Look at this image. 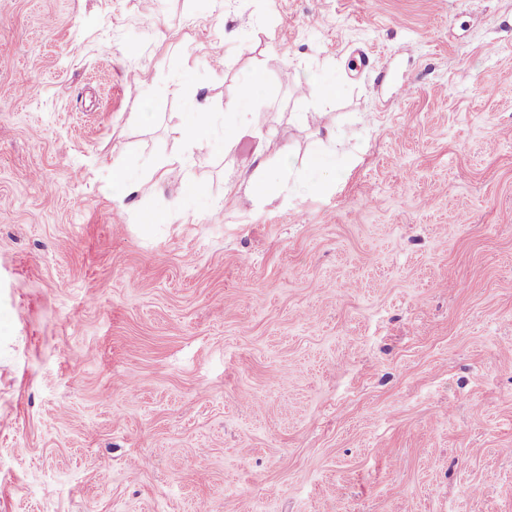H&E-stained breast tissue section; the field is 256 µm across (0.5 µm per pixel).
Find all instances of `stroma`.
I'll list each match as a JSON object with an SVG mask.
<instances>
[{"label": "stroma", "instance_id": "obj_1", "mask_svg": "<svg viewBox=\"0 0 512 512\" xmlns=\"http://www.w3.org/2000/svg\"><path fill=\"white\" fill-rule=\"evenodd\" d=\"M0 512H512V0H0ZM252 83L246 84L237 99L224 114V150L232 149L238 142L241 133L252 123V112H248V104L252 99ZM205 115L206 112L201 109L194 112H184L182 133L186 139L197 141L209 137V126ZM324 136L318 138L308 153L305 167L299 173L301 184L310 181L314 175L320 176L323 172L332 169L336 157V137L332 128L323 125ZM255 167L243 177L242 184L258 204H264L269 197L268 181L270 178L268 170V157L264 151H259L254 158ZM181 162V157L174 155L157 166L152 174V178L155 177V180L152 182L150 189H156L167 179L168 173L175 167L174 165H179ZM152 178L133 179L124 165L120 163H113L112 165V187L122 190L126 196L147 192L149 187L146 184L150 183Z\"/></svg>", "mask_w": 512, "mask_h": 512}]
</instances>
